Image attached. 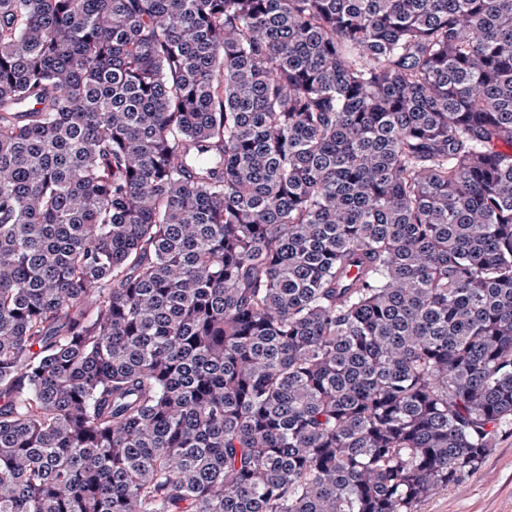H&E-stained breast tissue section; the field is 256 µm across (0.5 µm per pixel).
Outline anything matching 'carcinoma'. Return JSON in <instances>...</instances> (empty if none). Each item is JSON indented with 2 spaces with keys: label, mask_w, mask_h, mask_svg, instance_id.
Returning <instances> with one entry per match:
<instances>
[{
  "label": "carcinoma",
  "mask_w": 512,
  "mask_h": 512,
  "mask_svg": "<svg viewBox=\"0 0 512 512\" xmlns=\"http://www.w3.org/2000/svg\"><path fill=\"white\" fill-rule=\"evenodd\" d=\"M512 417V0H0V512H417Z\"/></svg>",
  "instance_id": "cac0c4a2"
}]
</instances>
